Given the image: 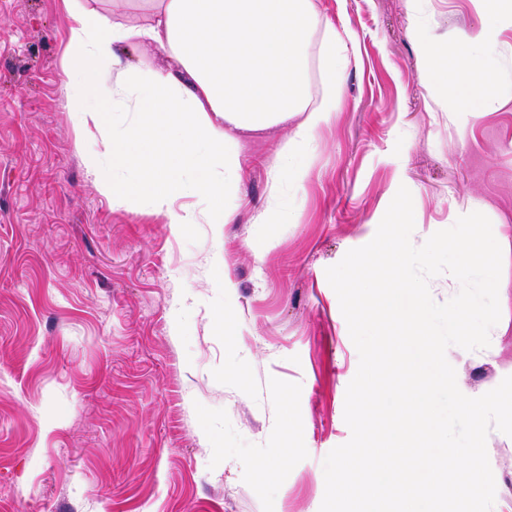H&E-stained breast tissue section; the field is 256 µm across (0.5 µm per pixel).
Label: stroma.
Masks as SVG:
<instances>
[{"label":"stroma","mask_w":512,"mask_h":512,"mask_svg":"<svg viewBox=\"0 0 512 512\" xmlns=\"http://www.w3.org/2000/svg\"><path fill=\"white\" fill-rule=\"evenodd\" d=\"M315 6L311 105L329 29L347 39L304 184L280 157L292 123L242 133L231 218L190 191L175 205L199 221L179 231L98 191V170L138 171L65 109L62 0H0V512H320L359 365L327 268L373 238L403 186L414 245L468 210L512 235V28L498 100L461 132L419 42L477 30V0ZM500 281L489 346L446 352L473 397L512 367V249ZM487 446L492 512H512V437L490 430Z\"/></svg>","instance_id":"35a3bbf8"}]
</instances>
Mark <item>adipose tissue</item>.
Listing matches in <instances>:
<instances>
[{
  "label": "adipose tissue",
  "instance_id": "obj_1",
  "mask_svg": "<svg viewBox=\"0 0 512 512\" xmlns=\"http://www.w3.org/2000/svg\"><path fill=\"white\" fill-rule=\"evenodd\" d=\"M480 27L451 43L426 45L423 61L440 90L451 91L449 114L465 130L475 101L497 95L490 68L473 64L471 46L493 57L504 26L512 25V0H479ZM70 20L62 68L66 109L81 124L100 132L113 166L133 165L137 180L119 182L100 174L99 191L120 205L148 201L169 223L184 229L195 223L192 210H174L187 190V168L203 167L212 179L198 194L223 206L238 192L240 154L237 132H257L295 120L289 158L309 151L320 128L336 112L335 96L307 108L310 85L307 47L321 26L313 0H139L150 20L144 25L111 21L83 0H62ZM132 40L158 44L167 65L147 69L126 66L115 45ZM135 111L137 123L110 131L104 104Z\"/></svg>",
  "mask_w": 512,
  "mask_h": 512
}]
</instances>
